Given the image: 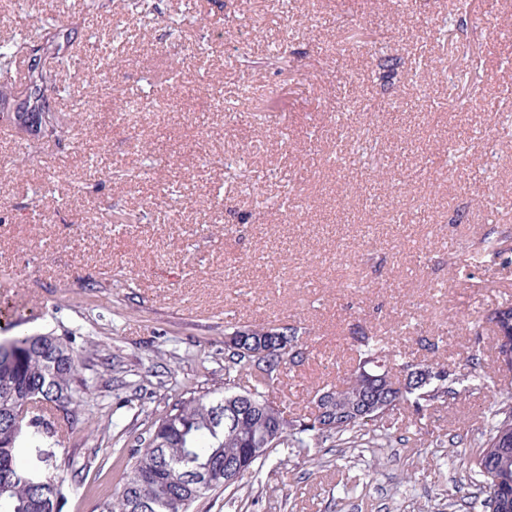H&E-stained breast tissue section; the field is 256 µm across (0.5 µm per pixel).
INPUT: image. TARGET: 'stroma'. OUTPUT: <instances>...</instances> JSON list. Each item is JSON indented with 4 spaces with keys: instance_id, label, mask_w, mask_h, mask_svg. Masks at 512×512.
Wrapping results in <instances>:
<instances>
[{
    "instance_id": "1",
    "label": "stroma",
    "mask_w": 512,
    "mask_h": 512,
    "mask_svg": "<svg viewBox=\"0 0 512 512\" xmlns=\"http://www.w3.org/2000/svg\"><path fill=\"white\" fill-rule=\"evenodd\" d=\"M459 1L223 0L174 33L171 18L207 0H152L154 23H130L110 73L118 95L93 66L48 91L68 136L0 124V336L73 337L85 380L73 430L21 450L34 476L68 451L93 457L63 512H99L120 491L117 449L137 447L186 388L222 386L224 340L250 324L302 332L303 364L273 386L286 413L314 409L363 332L444 367L459 394L403 405L379 444L280 449L195 512H486L473 461L497 394L512 391L486 321L512 305V128L500 119L512 0H467L450 58L437 25ZM48 4L73 54L110 41L82 0H0V42ZM276 47L285 69L264 62ZM387 54L402 59L395 72L378 67ZM474 62V83L453 87L452 70ZM250 85L276 91L268 122L241 101ZM120 209L138 223L107 225ZM488 237L508 254L454 264Z\"/></svg>"
}]
</instances>
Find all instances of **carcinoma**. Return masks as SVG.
<instances>
[{"instance_id":"1","label":"carcinoma","mask_w":512,"mask_h":512,"mask_svg":"<svg viewBox=\"0 0 512 512\" xmlns=\"http://www.w3.org/2000/svg\"><path fill=\"white\" fill-rule=\"evenodd\" d=\"M45 31L37 47L41 61H54L40 73L28 72L25 83L13 74L17 55L30 47L32 34L27 30L19 40L0 45V119L14 127H29L43 139L59 140L69 133L55 111L45 101H23L25 88L39 83L56 87L59 72L79 75L81 62L68 52V36L62 34L56 19L41 21ZM359 362L342 384L333 390L336 410L342 415L325 426L316 425L317 417L287 419L266 390L273 387L281 369L290 363V352L270 353L257 359L224 347V388L195 391L183 396L164 416L153 422L148 440L141 448L129 449V464L122 475L118 496L101 499L99 512H191L202 498L224 483V461L247 460L248 470L262 468L279 448H308L319 439L353 437L359 432H375L403 402L426 409L440 401L455 398L456 380L431 379L412 393L401 391L396 375L406 362L392 361L393 371H384L378 362L388 361L386 346L374 336L358 339ZM249 374L253 389L234 390L235 378ZM81 385L78 353L72 339L40 333L0 340V512H62L69 483L79 485V477L88 467H78L71 455L47 463L49 478L38 482L22 468L19 441L21 414L39 406L57 412V423L70 428L77 421L72 405ZM253 399L254 407L246 416H232L241 396ZM375 411L359 415L364 406ZM494 422L482 442V448L502 454L507 466L499 468L496 478L485 486L490 512H512V392L492 410Z\"/></svg>"}]
</instances>
